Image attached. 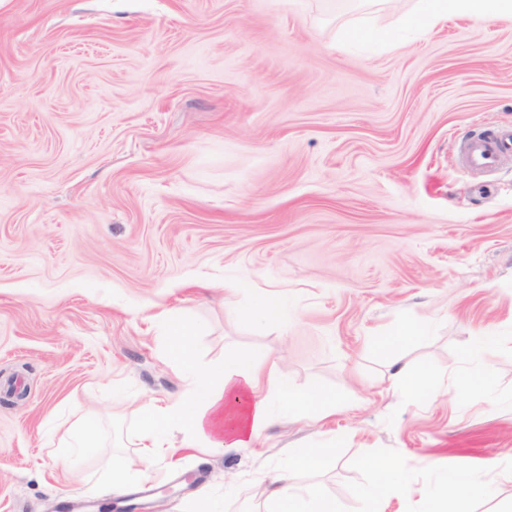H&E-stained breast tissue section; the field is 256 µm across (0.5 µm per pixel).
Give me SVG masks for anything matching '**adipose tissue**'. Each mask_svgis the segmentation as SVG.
Listing matches in <instances>:
<instances>
[{"mask_svg": "<svg viewBox=\"0 0 512 512\" xmlns=\"http://www.w3.org/2000/svg\"><path fill=\"white\" fill-rule=\"evenodd\" d=\"M454 15L492 24L512 18V0H416L409 21L431 27ZM266 389L321 418L336 412V401L329 393L312 390L295 394L278 385L273 371L265 369L254 354L235 355L213 369L207 381L190 382L177 399L148 407L140 476L147 480L155 477L153 460L165 446L159 433L168 428L182 433L186 448L222 451L250 447L270 421L268 403L262 395ZM327 453V448L309 445L291 450L287 469L275 477L268 491L269 512H338L334 500L298 489L293 482L297 470L319 467ZM479 491L469 475L451 473L440 494L428 498L424 512H469V502Z\"/></svg>", "mask_w": 512, "mask_h": 512, "instance_id": "obj_1", "label": "adipose tissue"}]
</instances>
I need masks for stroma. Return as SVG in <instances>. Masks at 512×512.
<instances>
[{"label": "stroma", "instance_id": "35a3bbf8", "mask_svg": "<svg viewBox=\"0 0 512 512\" xmlns=\"http://www.w3.org/2000/svg\"><path fill=\"white\" fill-rule=\"evenodd\" d=\"M414 6L0 0V512H265L289 448L326 440L295 481L339 512H367L397 462L380 512H421L451 470L489 488L471 512H512V155L490 173L460 157L512 129V21L409 29ZM355 27L397 46L345 41ZM271 292L282 316L257 322ZM165 309L192 374L250 352L335 415L270 396L250 447L180 448L149 498L107 493L144 406L188 385ZM402 364L426 389L392 383ZM78 422L97 446L77 479L52 444ZM158 318L170 338L169 352L171 356L182 366L191 367L193 359L185 323L179 318L163 313ZM379 480L375 485L364 492V497L372 505L369 512L379 511L376 508L378 497L386 491H392L394 493L403 491V471L402 466L399 463H395L388 469L384 470L380 474Z\"/></svg>", "mask_w": 512, "mask_h": 512}]
</instances>
